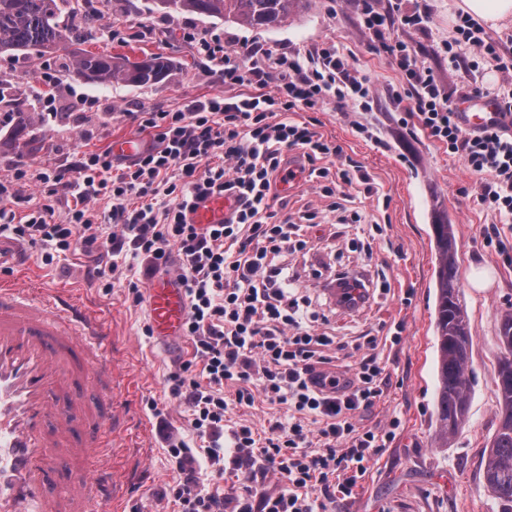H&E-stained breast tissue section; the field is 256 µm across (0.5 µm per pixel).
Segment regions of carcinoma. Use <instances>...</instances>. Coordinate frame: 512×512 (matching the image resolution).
<instances>
[{
	"mask_svg": "<svg viewBox=\"0 0 512 512\" xmlns=\"http://www.w3.org/2000/svg\"><path fill=\"white\" fill-rule=\"evenodd\" d=\"M311 0H156V11L219 18L250 28H272L297 17ZM71 0H0V54L34 51L64 60L66 76L101 85H155L171 71L168 58L152 54L132 61L127 56L84 52L72 47L84 40L100 16L88 12L82 23L71 20ZM437 270L435 281V341L437 350L433 441L448 447L468 422L472 336L468 314L460 299L458 253L453 225L434 224ZM494 377L498 426L483 468L485 487L501 512H512V308L500 314Z\"/></svg>",
	"mask_w": 512,
	"mask_h": 512,
	"instance_id": "cac0c4a2",
	"label": "carcinoma"
}]
</instances>
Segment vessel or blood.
Wrapping results in <instances>:
<instances>
[{"instance_id":"1","label":"vessel or blood","mask_w":512,"mask_h":512,"mask_svg":"<svg viewBox=\"0 0 512 512\" xmlns=\"http://www.w3.org/2000/svg\"><path fill=\"white\" fill-rule=\"evenodd\" d=\"M497 103L483 97L460 114L462 124L481 129L497 118ZM232 198L217 196L191 213L194 224H220L235 210ZM147 307L160 341L181 335L187 300L172 275L150 283ZM111 339L103 324L72 297L37 288L0 285V512H98L111 499V400L94 408L56 407L57 394L76 377H91L111 389L106 365ZM86 422L82 446L71 441V421ZM77 461L83 474L75 483L53 484L56 469Z\"/></svg>"}]
</instances>
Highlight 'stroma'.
Here are the masks:
<instances>
[{
	"label": "stroma",
	"mask_w": 512,
	"mask_h": 512,
	"mask_svg": "<svg viewBox=\"0 0 512 512\" xmlns=\"http://www.w3.org/2000/svg\"><path fill=\"white\" fill-rule=\"evenodd\" d=\"M430 34L416 35L419 60L440 78L458 86L472 82L492 88L500 74L489 61L472 66L463 59L456 73L437 52L439 42L454 34L459 12L455 0H426ZM152 0H87V11H103L96 37L85 43L94 53L161 54L175 68L152 87L122 84L99 86L61 78L60 61L45 55H0V89L20 93L33 118L19 139L0 131V183L11 194L0 208L23 218L49 208L56 222H65L72 196L53 183L18 179L19 170L53 172L72 166L81 154L111 150L114 140L140 134L154 140L155 130L140 129L136 112H174L188 101L230 95V88L212 73L208 62L184 40L189 29L219 33L225 45L291 52L335 42L349 63L369 81L372 111H339L326 105L301 110L307 123L328 143L341 146L342 156L320 158L313 166L327 177H306L289 188L286 210L306 225L302 241H290L282 259L294 281L295 295L310 320L325 324L334 338L329 355L336 364H354L360 347H369L387 367L384 394L358 420L363 428L398 418L394 438L369 464L363 479L345 501L327 504V512H498L483 480V454L498 420L493 378L497 368L499 313L512 306V223L497 224L476 200V188L463 161L446 146L430 140L408 122L405 103L392 95L400 76L385 55L373 53L357 21L356 0H313L298 19L279 27L253 29L219 19L152 12ZM49 83H42V76ZM41 95H34V88ZM53 98V115L44 101ZM374 134L366 140L354 122ZM363 167L369 183L354 181L342 193L325 196L326 181L336 180L344 161ZM360 222H352L353 214ZM453 224L457 239L461 292L470 321L474 380L469 421L448 447H435V347L432 225ZM498 226L503 247L487 245L484 232ZM45 246L0 234V274L21 288L62 289L100 320L112 338V405L125 419L118 437L116 479L122 491L101 512H176L158 495L178 477L176 464L159 433L168 422L189 446H196L186 405L168 391L167 378L186 360L187 339L159 343L145 335L147 305L141 300L147 281L124 271L114 287L86 274L81 254L49 258ZM492 273L488 287L470 282L473 271ZM361 272L372 296L355 312L339 310L327 289L337 273ZM376 344H369V337Z\"/></svg>",
	"instance_id": "1"
}]
</instances>
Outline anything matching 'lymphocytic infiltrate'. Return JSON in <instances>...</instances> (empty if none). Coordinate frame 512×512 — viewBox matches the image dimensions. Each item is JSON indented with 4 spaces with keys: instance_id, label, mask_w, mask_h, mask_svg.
<instances>
[{
    "instance_id": "lymphocytic-infiltrate-1",
    "label": "lymphocytic infiltrate",
    "mask_w": 512,
    "mask_h": 512,
    "mask_svg": "<svg viewBox=\"0 0 512 512\" xmlns=\"http://www.w3.org/2000/svg\"><path fill=\"white\" fill-rule=\"evenodd\" d=\"M360 25L377 53L387 55L400 75V89L428 138L460 155L478 189L477 200L500 223H512V48L488 36L470 18L460 19L454 36L441 46L449 72L462 53L494 61L501 79L494 90L474 84L468 97L494 95L499 118L477 131L464 128L454 103L455 91L444 86L421 63L409 34L429 28V14L408 9L403 0H358ZM399 27L400 36L390 34ZM187 39L213 64L228 86L258 85V94L193 100L175 112H141V128L157 129L155 145L122 169H114L110 152L86 153L75 163L74 177L59 170L38 173L53 178L76 200L66 223L54 222L50 210L30 214L15 226L31 245L55 243L77 250L91 263L87 273H119L120 260L140 262L142 276L175 270L185 290L188 314L182 332L191 343L189 359L168 378L170 396L191 411L198 450L164 433L180 477L168 489L179 512H323L316 492L333 489L353 494L379 448L399 426L359 428L355 420L383 394L386 368L375 356H362L354 367L330 370L326 352L333 339L316 332L297 304L288 275L276 267L298 225L279 220L278 181L286 155L302 158L341 155L308 125L298 123L299 109L335 103L355 112L370 110L374 93L336 43L292 54L240 46L196 30ZM274 85L275 95L263 88ZM230 196L237 207L221 224L188 220L200 203ZM109 209L104 224L92 221L100 201ZM234 387L226 400L225 387ZM283 405L286 416L268 421L265 433L244 421L228 422L232 405L255 402ZM250 466L261 475L288 483L276 494L256 487L224 491L201 483L197 468L207 464L223 472Z\"/></svg>"
}]
</instances>
